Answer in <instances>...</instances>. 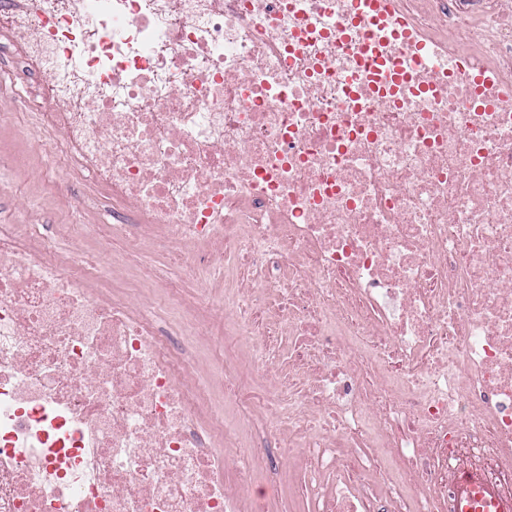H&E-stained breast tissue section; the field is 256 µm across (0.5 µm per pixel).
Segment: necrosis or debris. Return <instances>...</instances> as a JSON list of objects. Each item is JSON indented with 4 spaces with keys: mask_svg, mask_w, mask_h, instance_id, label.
Segmentation results:
<instances>
[{
    "mask_svg": "<svg viewBox=\"0 0 512 512\" xmlns=\"http://www.w3.org/2000/svg\"><path fill=\"white\" fill-rule=\"evenodd\" d=\"M393 2L0 0V512H512V0ZM26 191L35 203L33 213H22L18 220L23 224H68L71 222V212L57 206L52 200L44 199L31 183L26 185L25 178L20 174H13L11 180L0 185V206L3 210L15 207V202L21 200Z\"/></svg>",
    "mask_w": 512,
    "mask_h": 512,
    "instance_id": "obj_1",
    "label": "necrosis or debris"
}]
</instances>
